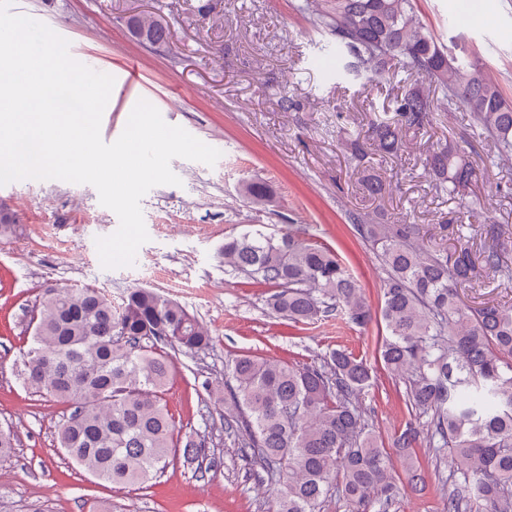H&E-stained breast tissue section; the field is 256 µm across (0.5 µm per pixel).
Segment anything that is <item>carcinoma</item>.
<instances>
[{"mask_svg":"<svg viewBox=\"0 0 512 512\" xmlns=\"http://www.w3.org/2000/svg\"><path fill=\"white\" fill-rule=\"evenodd\" d=\"M322 37L319 51L336 55L340 76L402 71L424 76L430 97L412 86L393 98L389 112L368 121L372 146L396 157L409 134L433 124L435 114L462 104L470 122L493 141L496 157H512V102L488 81L478 61L445 46L416 14V0H298ZM135 37L168 41L164 23ZM425 167L437 192L467 211L483 199L466 194L476 169L458 148L439 144ZM242 195L255 205L272 191L245 181ZM349 220L385 271L381 302L373 310L334 251L290 228L278 236L254 226L224 239V267L273 289L271 312L296 324L337 313L358 327L377 316L387 336L379 359L407 381L411 412L425 419L426 436L408 426L394 439L404 459L418 442L436 457H453L445 512H512V307L464 303L458 289L481 269L512 280L499 239L473 255L470 236L448 225L451 252L419 242L416 224H375L361 213ZM37 323L24 354L26 379L35 391L71 404L60 425L59 447L76 465L114 485L143 484L177 452L172 419L160 391L173 362L162 346L185 354L208 350L213 336L185 306L147 288L122 303L93 287L43 289ZM371 386L367 363L336 349L313 364L238 354L224 363V434L260 484L275 485L276 512H323L334 487L355 512L370 497L387 509L398 493L390 459L381 448L359 396ZM183 457L196 469L220 460L204 438L186 441Z\"/></svg>","mask_w":512,"mask_h":512,"instance_id":"cac0c4a2","label":"carcinoma"}]
</instances>
